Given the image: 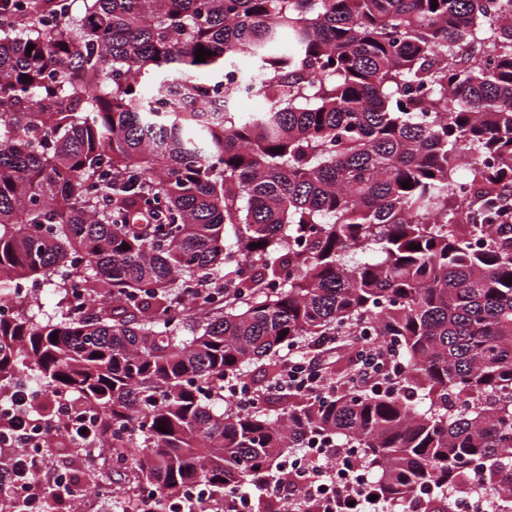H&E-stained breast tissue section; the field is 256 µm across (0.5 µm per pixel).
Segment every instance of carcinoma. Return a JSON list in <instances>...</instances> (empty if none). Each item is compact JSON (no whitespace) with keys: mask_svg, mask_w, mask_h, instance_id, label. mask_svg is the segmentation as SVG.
<instances>
[{"mask_svg":"<svg viewBox=\"0 0 512 512\" xmlns=\"http://www.w3.org/2000/svg\"><path fill=\"white\" fill-rule=\"evenodd\" d=\"M241 55L263 112L223 89ZM509 185L512 0H81L0 29V389L28 378L45 422L67 395L158 488L113 512L194 485L187 512H224L315 438L362 449L387 512L476 487L512 512ZM202 278L224 304L182 329ZM346 328L399 347L402 391H286L276 416L224 391Z\"/></svg>","mask_w":512,"mask_h":512,"instance_id":"cac0c4a2","label":"carcinoma"}]
</instances>
